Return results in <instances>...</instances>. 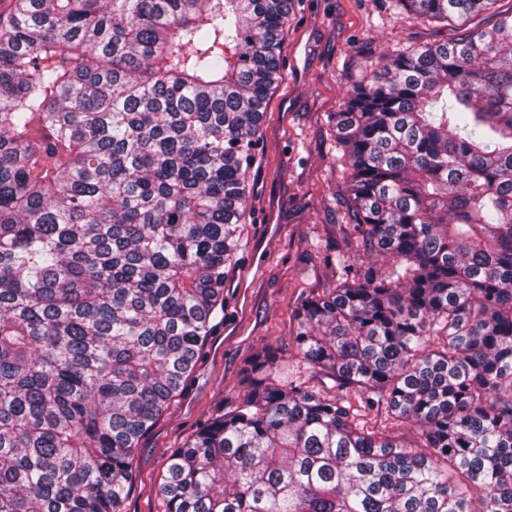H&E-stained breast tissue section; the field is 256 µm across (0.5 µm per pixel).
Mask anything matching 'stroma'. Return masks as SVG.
I'll use <instances>...</instances> for the list:
<instances>
[{"label":"stroma","mask_w":512,"mask_h":512,"mask_svg":"<svg viewBox=\"0 0 512 512\" xmlns=\"http://www.w3.org/2000/svg\"><path fill=\"white\" fill-rule=\"evenodd\" d=\"M476 18L422 21L393 0H293L281 49L282 79L262 122L249 172L248 247L224 280V314L181 392L140 439L123 512H163L165 460L243 394L246 362L264 348L296 356L290 317L336 280L327 254L353 233L342 222L343 168L328 134L346 89L395 45L445 42Z\"/></svg>","instance_id":"obj_1"}]
</instances>
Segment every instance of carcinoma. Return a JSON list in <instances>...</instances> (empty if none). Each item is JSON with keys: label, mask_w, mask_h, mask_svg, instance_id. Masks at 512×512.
I'll use <instances>...</instances> for the list:
<instances>
[{"label": "carcinoma", "mask_w": 512, "mask_h": 512, "mask_svg": "<svg viewBox=\"0 0 512 512\" xmlns=\"http://www.w3.org/2000/svg\"><path fill=\"white\" fill-rule=\"evenodd\" d=\"M290 10L0 15V512H123L246 248ZM329 122L345 224L390 265L336 249V286L292 312L297 364L253 358L243 398L167 458L164 512H512V12L381 57Z\"/></svg>", "instance_id": "1"}]
</instances>
